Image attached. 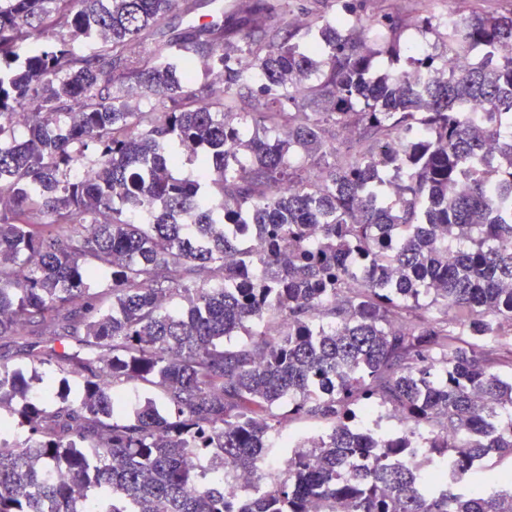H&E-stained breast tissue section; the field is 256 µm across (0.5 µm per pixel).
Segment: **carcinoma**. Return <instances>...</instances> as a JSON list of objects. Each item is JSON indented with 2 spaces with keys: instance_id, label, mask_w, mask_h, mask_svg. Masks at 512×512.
I'll use <instances>...</instances> for the list:
<instances>
[{
  "instance_id": "1",
  "label": "carcinoma",
  "mask_w": 512,
  "mask_h": 512,
  "mask_svg": "<svg viewBox=\"0 0 512 512\" xmlns=\"http://www.w3.org/2000/svg\"><path fill=\"white\" fill-rule=\"evenodd\" d=\"M364 2L303 30L289 0L203 23L193 0H0V340L32 327L77 377L51 404L0 362V435H25L0 512H512L483 465L512 458V14L424 18L479 55L419 91L401 69L437 55ZM130 381L155 396L118 404ZM285 402L322 422L286 456ZM271 456L261 494L202 479Z\"/></svg>"
}]
</instances>
